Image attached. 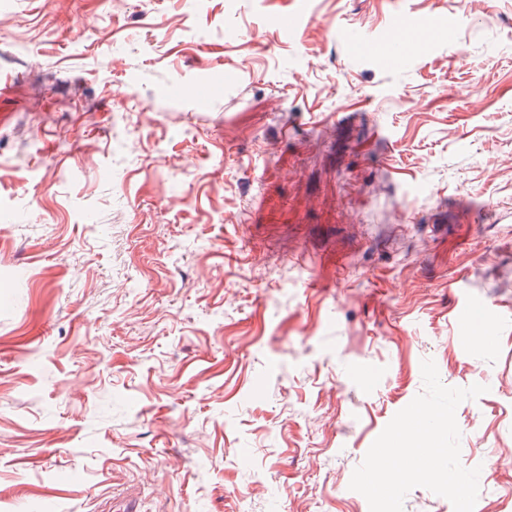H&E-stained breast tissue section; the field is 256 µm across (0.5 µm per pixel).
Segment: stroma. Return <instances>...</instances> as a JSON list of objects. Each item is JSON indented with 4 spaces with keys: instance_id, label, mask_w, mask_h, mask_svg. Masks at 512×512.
I'll use <instances>...</instances> for the list:
<instances>
[{
    "instance_id": "35a3bbf8",
    "label": "stroma",
    "mask_w": 512,
    "mask_h": 512,
    "mask_svg": "<svg viewBox=\"0 0 512 512\" xmlns=\"http://www.w3.org/2000/svg\"><path fill=\"white\" fill-rule=\"evenodd\" d=\"M1 85L0 512H369L425 359L512 512V0H0Z\"/></svg>"
}]
</instances>
